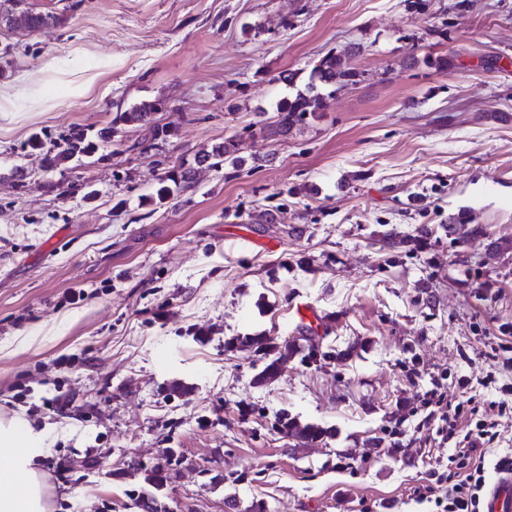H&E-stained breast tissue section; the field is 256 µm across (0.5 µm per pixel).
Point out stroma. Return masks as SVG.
<instances>
[{"label": "stroma", "mask_w": 512, "mask_h": 512, "mask_svg": "<svg viewBox=\"0 0 512 512\" xmlns=\"http://www.w3.org/2000/svg\"><path fill=\"white\" fill-rule=\"evenodd\" d=\"M21 7L62 22L0 28V414L44 433L54 512H432L423 392L512 384V0ZM330 52L361 82L261 132ZM144 101L167 136L114 124ZM75 128L94 153L45 170L31 138ZM228 139L242 166L152 204ZM258 335L296 346L263 383ZM195 172L194 168H187L180 173V177L175 173L171 172L167 175L165 181L162 183L155 194L156 204H164L166 201L173 196V191L180 189V183H182V187L185 188L191 183L193 179V173ZM171 182L174 186V189L169 184H165L167 182Z\"/></svg>", "instance_id": "35a3bbf8"}]
</instances>
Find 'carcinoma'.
I'll list each match as a JSON object with an SVG mask.
<instances>
[{"label":"carcinoma","mask_w":512,"mask_h":512,"mask_svg":"<svg viewBox=\"0 0 512 512\" xmlns=\"http://www.w3.org/2000/svg\"><path fill=\"white\" fill-rule=\"evenodd\" d=\"M21 0H0V27L21 28L28 32H42L60 23L59 17L50 14L33 13L20 10ZM362 72L354 67L348 56L333 52L324 56L312 70L305 89L297 90L295 95L285 97L276 105V120L272 123L270 133L286 136L304 123L307 116L319 111L325 100L336 93V88L356 85L360 82ZM159 111L155 103H141L127 112H119L113 122L135 123L150 128L159 134V127L153 124L152 115ZM32 147L42 150V164L47 170H54L68 163L75 157L88 155L95 146L83 130L73 131L60 138V141L45 147L39 140L32 142ZM196 164L208 168L228 165L234 168L242 163L239 156V144L230 139L222 145L209 150H201L195 157ZM194 169L187 168L181 173H170L166 183L160 186L155 194L156 203L162 205L173 196V190L187 187L193 179Z\"/></svg>","instance_id":"cac0c4a2"}]
</instances>
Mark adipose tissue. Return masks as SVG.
<instances>
[{
    "mask_svg": "<svg viewBox=\"0 0 512 512\" xmlns=\"http://www.w3.org/2000/svg\"><path fill=\"white\" fill-rule=\"evenodd\" d=\"M41 433L18 417H0V512H53L48 475L37 464Z\"/></svg>",
    "mask_w": 512,
    "mask_h": 512,
    "instance_id": "adipose-tissue-1",
    "label": "adipose tissue"
}]
</instances>
